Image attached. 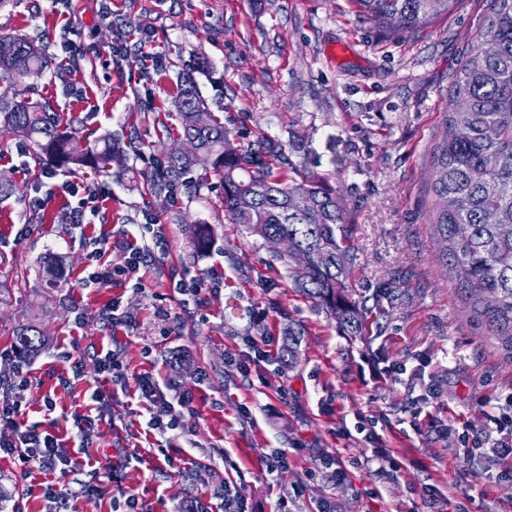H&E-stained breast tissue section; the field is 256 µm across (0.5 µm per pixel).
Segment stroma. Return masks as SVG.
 <instances>
[{
	"label": "stroma",
	"instance_id": "stroma-1",
	"mask_svg": "<svg viewBox=\"0 0 512 512\" xmlns=\"http://www.w3.org/2000/svg\"><path fill=\"white\" fill-rule=\"evenodd\" d=\"M97 0H17L0 10V35L40 37L52 67L0 96L47 98L61 124L93 140L126 141L122 167L87 168L78 179L103 190L85 223L68 219L77 200L59 187L69 171L34 178L28 140L0 136V178L16 187L0 201V379L17 367L30 386L15 389L20 422L61 439L74 437V414L88 413L102 390L108 410L87 436L98 460V490L71 499L78 512H114L134 495L140 512H179L193 498L204 512H224L232 483L246 512H512V479L494 461L463 458L458 432L491 431L502 395L512 391V360L467 310L439 258L431 224L430 153L449 106L465 51L477 39L488 0H459L425 29L390 35L354 0H112L108 27ZM69 25L80 55L65 58L60 28ZM145 39L157 59L151 74L113 56ZM209 112L242 149L273 161L288 183L310 175L339 194L355 254L351 286L369 310L364 338L348 336L317 303L298 292L284 266L224 209L211 170L196 167L177 196L154 198L142 187L179 128L174 107L181 73L198 61ZM277 144L269 158L266 141ZM40 193L42 210L29 208ZM154 223L169 245L165 258L134 282L118 277L86 285L97 266L124 262L123 244ZM210 225L197 249L192 228ZM103 250L94 254L93 239ZM64 264L60 287L39 271L46 255ZM199 278L196 303L183 304L173 280ZM128 317L112 328L99 312L112 300ZM268 314L252 321L254 310ZM49 338L36 357L14 354L13 331L34 314ZM295 333L293 360L282 357ZM272 336L271 359L248 375L230 366L244 336ZM117 350L127 385L105 381L95 348ZM71 362H64L63 353ZM80 372H73L72 362ZM404 375H383L387 366ZM190 391L180 429L159 444L148 433L135 376ZM53 411H46V403ZM432 422L413 429L418 410ZM378 433L399 472L362 465ZM453 427L448 438L435 430ZM304 450H295V442ZM284 450L290 466L267 474V454ZM134 460H126V452ZM332 453L347 469L333 478L318 458ZM43 474L0 458V512H49Z\"/></svg>",
	"mask_w": 512,
	"mask_h": 512
}]
</instances>
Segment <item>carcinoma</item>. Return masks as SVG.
I'll list each match as a JSON object with an SVG mask.
<instances>
[{
	"mask_svg": "<svg viewBox=\"0 0 512 512\" xmlns=\"http://www.w3.org/2000/svg\"><path fill=\"white\" fill-rule=\"evenodd\" d=\"M360 11L389 34L415 32L448 12L455 0H354ZM51 58L30 37L0 36V76L17 83L40 77ZM196 66L182 73L174 104L180 141L194 143L189 154L172 147L146 179L158 197L171 191L200 162L210 165L224 184V207L235 224L268 244L286 239L309 253L306 266H294L274 253L295 288L315 300L352 336L364 335L365 308L348 288L354 257L341 198L313 178L305 193L270 167L254 170L258 158L238 148L221 120L196 125L205 110ZM18 134L33 142L35 174L50 168H95L107 172L124 153L122 140L108 133L89 145L58 130L51 104L29 96L0 97V135ZM432 224L444 243L441 260L453 282L512 357V0H489V12L476 43L463 59L450 88L449 110L431 156ZM61 265L45 259L42 277L62 279ZM46 345L41 323L16 331L14 347L27 358Z\"/></svg>",
	"mask_w": 512,
	"mask_h": 512,
	"instance_id": "obj_1",
	"label": "carcinoma"
}]
</instances>
